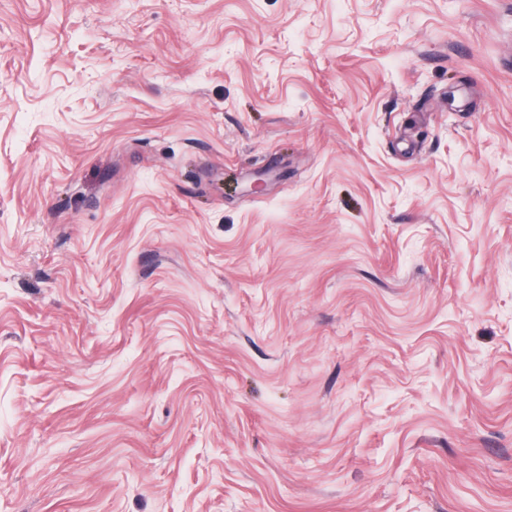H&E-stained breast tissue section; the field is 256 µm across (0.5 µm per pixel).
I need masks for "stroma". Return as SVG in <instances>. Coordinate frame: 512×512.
<instances>
[{"mask_svg":"<svg viewBox=\"0 0 512 512\" xmlns=\"http://www.w3.org/2000/svg\"><path fill=\"white\" fill-rule=\"evenodd\" d=\"M0 512H512V0H0Z\"/></svg>","mask_w":512,"mask_h":512,"instance_id":"stroma-1","label":"stroma"}]
</instances>
